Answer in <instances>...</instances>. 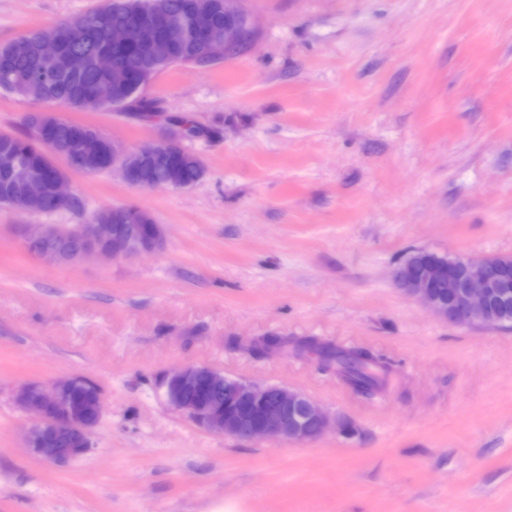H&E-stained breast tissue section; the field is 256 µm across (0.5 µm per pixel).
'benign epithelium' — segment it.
<instances>
[{
  "mask_svg": "<svg viewBox=\"0 0 512 512\" xmlns=\"http://www.w3.org/2000/svg\"><path fill=\"white\" fill-rule=\"evenodd\" d=\"M239 0H224V17L235 23L210 39L211 52L224 59V52L241 43L248 44L251 32ZM184 138L168 127L157 142L126 149L108 136L101 143H84L73 150L56 153L68 168L82 171L88 159L99 151L107 158L105 171L118 172L129 184L145 188L135 177L145 156L176 157L185 152ZM26 249L57 263H74L92 258L112 260L154 252L164 242L161 224H139L127 206L112 207L110 224H19ZM450 269H460L459 289L445 302L429 290L433 277L404 275L394 271L399 288L421 301L425 307L452 325L471 326L489 313L494 289L499 287L497 270L487 260L454 258ZM224 390V403L200 405L195 394L202 381ZM165 401L191 416L203 428L241 441L275 439L306 442L322 435L333 416L300 392L277 384L247 381L228 376L204 365H186L164 374L158 381ZM18 408L33 415L25 432V447L35 457L50 463L66 464L84 455L89 436L103 414L100 389L81 376H66L50 386L26 384L15 396Z\"/></svg>",
  "mask_w": 512,
  "mask_h": 512,
  "instance_id": "1",
  "label": "benign epithelium"
}]
</instances>
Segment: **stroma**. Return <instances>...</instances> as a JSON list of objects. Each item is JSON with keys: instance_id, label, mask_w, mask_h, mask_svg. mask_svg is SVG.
<instances>
[{"instance_id": "35a3bbf8", "label": "stroma", "mask_w": 512, "mask_h": 512, "mask_svg": "<svg viewBox=\"0 0 512 512\" xmlns=\"http://www.w3.org/2000/svg\"><path fill=\"white\" fill-rule=\"evenodd\" d=\"M102 0H0V44ZM253 45L158 74L146 98L212 129L182 190L68 171L83 211L0 207V512H512V324L452 326L397 287L415 250L512 256V0H241ZM125 147L160 122L56 108ZM134 204L150 255L51 264L20 224ZM305 337L390 366L375 396ZM188 364L283 384L348 425L308 442L203 429L155 389ZM80 375L102 392L88 451L28 454L15 393Z\"/></svg>"}]
</instances>
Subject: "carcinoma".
<instances>
[{
  "label": "carcinoma",
  "instance_id": "carcinoma-1",
  "mask_svg": "<svg viewBox=\"0 0 512 512\" xmlns=\"http://www.w3.org/2000/svg\"><path fill=\"white\" fill-rule=\"evenodd\" d=\"M188 0H104L103 5L73 20L83 27L87 39L79 43L60 42L61 30L70 26L63 22L48 28H39L0 45V92L17 97H28L32 78L42 80L43 104L75 110H84L94 102L104 109L112 103L128 100V108L137 110V116L153 115L154 103L144 96H133V84L142 79V72L150 68L153 76L172 67L192 64L207 67L217 64L209 47L210 36L224 31L223 0H197V7L205 18L208 33L191 35L173 43V54L161 64H151L148 44L166 37L183 13ZM124 25L130 31V40L124 45L112 43V28ZM112 54L115 74L122 82L112 80V73H100L89 67L82 72L70 69L73 56L91 57L100 50ZM28 131L21 136L0 134V206L21 203L32 191L43 193L47 209L60 205L51 194V185L58 175L50 151L72 147L98 133L90 127H80L44 113H34L28 119ZM171 175L186 183L200 179L197 162L186 153L178 166H171L165 157H148L142 168V177L150 184H162ZM438 254L415 250L402 261L407 273L435 262ZM354 352L331 346L323 347L321 356L336 374L352 383L362 392L379 389L388 371L387 364L369 350Z\"/></svg>",
  "mask_w": 512,
  "mask_h": 512
}]
</instances>
